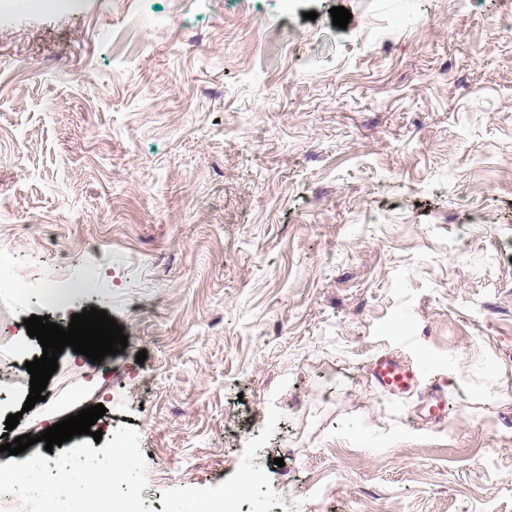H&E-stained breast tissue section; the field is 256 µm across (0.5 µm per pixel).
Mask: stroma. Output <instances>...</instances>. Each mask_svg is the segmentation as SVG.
<instances>
[{
  "mask_svg": "<svg viewBox=\"0 0 512 512\" xmlns=\"http://www.w3.org/2000/svg\"><path fill=\"white\" fill-rule=\"evenodd\" d=\"M510 172L512 0H0V468L101 404L153 512H512ZM90 307L127 347L24 410L25 319ZM424 370L404 362L390 352L382 351L369 364L368 378L382 392L401 398H410L422 385ZM422 414V420L427 425L440 423L448 418V392L440 378H435L426 388Z\"/></svg>",
  "mask_w": 512,
  "mask_h": 512,
  "instance_id": "stroma-1",
  "label": "stroma"
}]
</instances>
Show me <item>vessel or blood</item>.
<instances>
[{
    "mask_svg": "<svg viewBox=\"0 0 512 512\" xmlns=\"http://www.w3.org/2000/svg\"><path fill=\"white\" fill-rule=\"evenodd\" d=\"M368 378L380 391L405 399L418 391H425L426 400L422 406L424 422L436 424L447 419L448 392L442 380L437 378L431 383H424V371L420 366L382 351L370 363Z\"/></svg>",
    "mask_w": 512,
    "mask_h": 512,
    "instance_id": "vessel-or-blood-1",
    "label": "vessel or blood"
}]
</instances>
